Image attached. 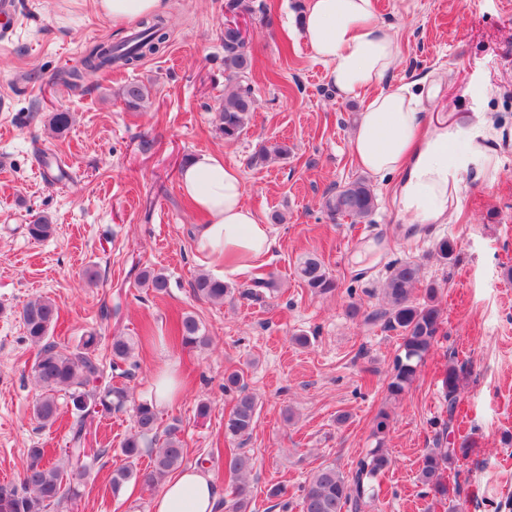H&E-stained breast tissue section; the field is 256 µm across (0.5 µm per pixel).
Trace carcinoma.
Returning a JSON list of instances; mask_svg holds the SVG:
<instances>
[{"label": "carcinoma", "mask_w": 512, "mask_h": 512, "mask_svg": "<svg viewBox=\"0 0 512 512\" xmlns=\"http://www.w3.org/2000/svg\"><path fill=\"white\" fill-rule=\"evenodd\" d=\"M255 0H226L225 8L237 14L260 12L272 20L267 6L254 5ZM169 39L165 19L153 18L140 24L137 34L117 44L101 43L93 46L83 59L85 70L96 73L135 68L144 59L158 54ZM254 57L248 45L229 28L224 29V99L216 108V123L227 142L234 141L244 131L256 99L250 84ZM125 104L138 110L149 100L148 88L139 82L122 86ZM377 206L371 185L357 178L329 190L322 208L332 217H348L355 223L368 219ZM29 236L41 241L52 235L53 225L45 219L27 225ZM458 243L443 237L434 243L432 255L443 264L456 257ZM299 278L311 292L326 294L336 288V281L316 257H307L297 268ZM421 284V265L412 260L392 266L386 278L383 295L388 308L381 312L384 325L401 336V354L397 356L388 382V391L399 396L416 379L418 367L433 347L443 324L442 309L437 302L438 288L430 283L422 300L414 297ZM138 285L156 294L167 292L168 278L153 269L139 273ZM193 294L200 300L223 303L230 290L224 281L208 274L198 275L192 283ZM59 318V308L48 298L29 301L22 310V322L29 342L37 348L31 374L39 394L33 406V415L43 427L54 424L58 414L59 396H66L73 409L74 420L69 428L71 448L65 462L50 464L45 450L31 448L27 452L21 473L20 486L0 484V512H67L68 506L81 496V487L90 478L95 464L104 450L94 453L83 447L87 437V423L97 414L123 410L130 402L125 387L107 384L97 386L101 378L97 351L100 337L88 333L70 348L50 340V331ZM174 339L183 347H201L208 343L202 324L192 315L177 318L172 326ZM134 346L124 336L112 338V373L119 378H130L137 363L133 361ZM460 369L450 364L442 380L444 396L448 398L449 416H454ZM224 390L236 392L234 406L224 420V437L235 440L249 435L258 412L255 396L246 389L239 372L224 378ZM135 433L125 438L120 446L124 464L112 472V492L118 493L131 479H142L146 486H154L169 474L178 471L184 462V448L179 438L180 424L175 419L158 437L156 404L142 401L133 405ZM155 448L152 469L144 474L136 470V462L146 448ZM456 449L432 448L423 457L419 481L433 498L450 503L460 494L459 484L450 482L445 472L451 469ZM391 465V458L382 448L370 451L360 461L352 478H347L336 467L326 465L313 472L303 488L301 512H344L359 509L365 494V481L375 479ZM224 466L236 486L235 497L228 512H251V498L246 476L253 468L252 457L240 448L224 449Z\"/></svg>", "instance_id": "1"}]
</instances>
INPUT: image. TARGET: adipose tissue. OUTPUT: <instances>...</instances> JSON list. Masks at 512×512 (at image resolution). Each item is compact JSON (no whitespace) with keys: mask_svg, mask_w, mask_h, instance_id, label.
I'll return each mask as SVG.
<instances>
[{"mask_svg":"<svg viewBox=\"0 0 512 512\" xmlns=\"http://www.w3.org/2000/svg\"><path fill=\"white\" fill-rule=\"evenodd\" d=\"M113 25L161 16L169 0H97ZM301 32L340 97L364 101L350 144L358 163L382 177L402 173L407 211L416 216L443 214L458 192L450 150L460 128L427 124L422 96L414 84L392 83L400 45L396 33L376 18L375 0H306ZM180 188L203 215L195 245L199 252L224 260V274L240 277L269 252V225L244 201L237 169L215 153H202L185 165ZM154 512H218L211 478L193 467L165 481L153 502Z\"/></svg>","mask_w":512,"mask_h":512,"instance_id":"1","label":"adipose tissue"}]
</instances>
